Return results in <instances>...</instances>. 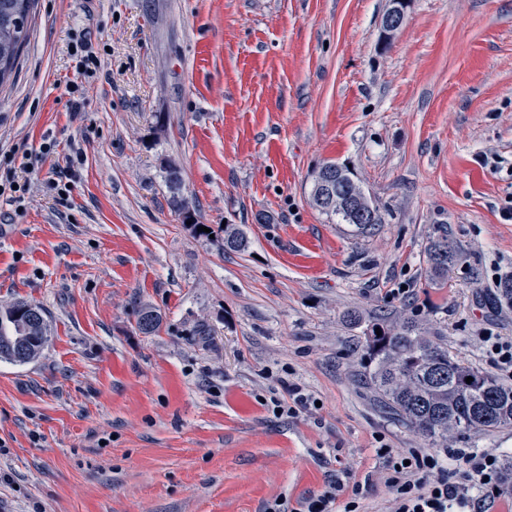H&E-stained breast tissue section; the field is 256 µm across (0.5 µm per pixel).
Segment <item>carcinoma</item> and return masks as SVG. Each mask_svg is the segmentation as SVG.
I'll return each mask as SVG.
<instances>
[{
    "label": "carcinoma",
    "instance_id": "1",
    "mask_svg": "<svg viewBox=\"0 0 512 512\" xmlns=\"http://www.w3.org/2000/svg\"><path fill=\"white\" fill-rule=\"evenodd\" d=\"M32 0H0V85L8 81L27 43ZM166 179L172 204L191 218L188 202L181 196L180 167L170 164ZM337 200L319 203L325 186L321 173L312 176L311 197L322 213L338 216L358 233L367 234L382 223L380 208L373 204L340 166L330 183ZM431 269L448 274L456 258V246L448 233L438 236L428 249ZM161 316L147 307L139 312L137 328L145 334L157 331ZM381 334H376V331ZM49 341L42 308L17 301L0 309V360L26 364L36 359ZM364 377L399 417L403 425L436 443L471 432H492L512 426V385L468 366L448 353V347L428 338L422 324L410 317L388 322L375 319L365 328ZM471 377L473 381L466 382Z\"/></svg>",
    "mask_w": 512,
    "mask_h": 512
}]
</instances>
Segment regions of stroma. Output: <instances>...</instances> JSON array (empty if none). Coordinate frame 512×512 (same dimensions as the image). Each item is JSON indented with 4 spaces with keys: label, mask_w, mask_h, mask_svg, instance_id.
<instances>
[{
    "label": "stroma",
    "mask_w": 512,
    "mask_h": 512,
    "mask_svg": "<svg viewBox=\"0 0 512 512\" xmlns=\"http://www.w3.org/2000/svg\"><path fill=\"white\" fill-rule=\"evenodd\" d=\"M36 0L0 88V148L43 141L25 209L0 197V307L41 306L50 341L0 361V512H263L369 479L387 446L512 457V427L439 447L360 377L363 319L409 314L487 373L512 339V0ZM101 60L72 111L71 34ZM182 170L194 232L170 203ZM349 166L382 224L317 209ZM71 178L68 204L49 188ZM247 240L224 249V227ZM447 229L457 260L434 279ZM159 329L138 331L142 308ZM310 399L273 412L289 385ZM488 359L502 372L512 376V340H504L500 336H481Z\"/></svg>",
    "instance_id": "obj_1"
}]
</instances>
